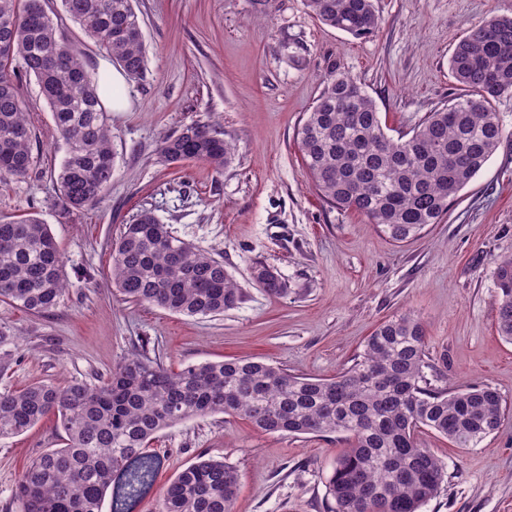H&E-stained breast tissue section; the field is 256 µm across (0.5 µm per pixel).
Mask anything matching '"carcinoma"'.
<instances>
[{
  "label": "carcinoma",
  "mask_w": 512,
  "mask_h": 512,
  "mask_svg": "<svg viewBox=\"0 0 512 512\" xmlns=\"http://www.w3.org/2000/svg\"><path fill=\"white\" fill-rule=\"evenodd\" d=\"M323 24L355 37L379 27L374 0H306ZM65 16L102 47L133 81L145 77L147 51L135 0H61ZM466 93L427 113L413 134L394 140L373 99L354 78L333 74L298 130L306 170L329 204L357 211L393 242L437 224L448 204L484 167L503 136L493 101L512 94V18L473 26L450 59ZM35 78L66 152L56 175L62 206L101 202L112 182V130L102 104L112 85L91 75L64 40L44 0H0V183L32 171L31 131L20 75ZM169 163L203 161L218 172L233 148L216 129L189 125L163 139ZM112 281L126 300L187 316H214L241 292L224 261L175 236L149 209L111 244ZM253 278L267 293L288 291L264 265ZM497 329L512 343V256L495 271ZM68 290L58 244L37 216L0 218V301L50 314ZM426 333L403 314L377 327L353 365L331 379L294 374L253 358L191 364L177 373L133 353L97 383L38 382L0 391V439L57 418L61 448L43 451L23 470L19 512H133L152 489L163 459L147 452L156 435L198 417L226 414L282 435H341L348 448L327 479L331 512H420L446 477L422 447L424 430L455 448H475L505 418L493 387L443 391L423 384ZM235 468L201 457L170 481L155 512H232Z\"/></svg>",
  "instance_id": "carcinoma-1"
}]
</instances>
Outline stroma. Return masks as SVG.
Returning a JSON list of instances; mask_svg holds the SVG:
<instances>
[{
  "instance_id": "1",
  "label": "stroma",
  "mask_w": 512,
  "mask_h": 512,
  "mask_svg": "<svg viewBox=\"0 0 512 512\" xmlns=\"http://www.w3.org/2000/svg\"><path fill=\"white\" fill-rule=\"evenodd\" d=\"M381 25L357 38L321 23L305 0H137L148 73L125 84L108 110L115 166L99 205L63 209L54 173L65 155L34 79L33 172L0 187V215L49 224L68 290L37 315L0 302L8 360L0 390L44 381L90 383L138 349L169 370L250 356L330 379L350 367L382 322L409 313L426 332L431 387L485 383L512 407V343L498 334L495 269L512 255V94L495 102L504 137L450 203L440 223L402 244L355 211L330 206L306 175L296 132L333 73L351 76L396 138L462 95L449 66L469 28L512 17V0H375ZM190 124H214L235 155L223 171L199 161L167 164L159 147ZM224 261L242 292L224 314L190 317L122 300L112 283L110 243L141 209ZM288 291L267 294L255 263ZM54 417L0 440V512H18L24 468L60 447ZM447 475L422 512H512V414L478 447L456 448L422 432ZM345 448L339 436L257 432L222 414L160 432L154 489L135 512H153L174 475L197 457L225 459L239 475L233 512H330L327 478Z\"/></svg>"
}]
</instances>
